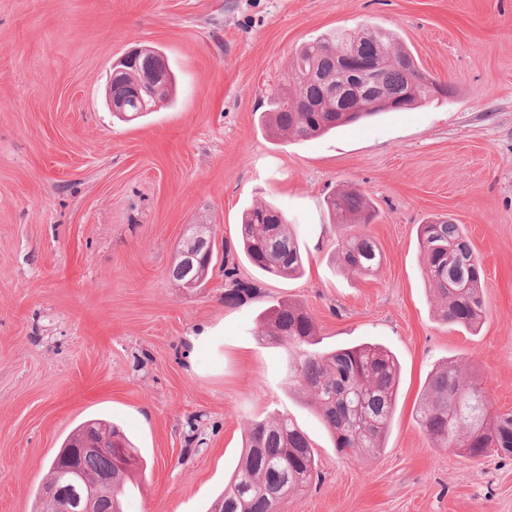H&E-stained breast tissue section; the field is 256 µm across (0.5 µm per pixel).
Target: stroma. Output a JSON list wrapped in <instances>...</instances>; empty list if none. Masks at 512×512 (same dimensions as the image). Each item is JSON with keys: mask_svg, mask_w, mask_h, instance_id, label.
<instances>
[{"mask_svg": "<svg viewBox=\"0 0 512 512\" xmlns=\"http://www.w3.org/2000/svg\"><path fill=\"white\" fill-rule=\"evenodd\" d=\"M342 30L394 34L447 98L300 140L267 127L297 48ZM163 52L174 100L139 123L109 112L112 65ZM361 190L369 225L337 224L328 196ZM259 203L294 224L301 275L261 276L224 301V261L201 287L170 275L191 225L236 243ZM464 225L484 271L477 330L442 323L420 224ZM367 233L362 277L336 253ZM306 306L326 347L378 343L401 378L381 454L337 455L290 390L286 350L259 314ZM468 365L492 413L512 412V0H0V512H36L48 465L91 419L113 421L146 462L124 512H211L248 420L290 417L318 476L281 512H512V456L431 445L416 422L429 373ZM336 249L342 265L363 276L373 273L382 261L378 245L365 233L344 236Z\"/></svg>", "mask_w": 512, "mask_h": 512, "instance_id": "35a3bbf8", "label": "stroma"}]
</instances>
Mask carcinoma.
Here are the masks:
<instances>
[{
	"label": "carcinoma",
	"mask_w": 512,
	"mask_h": 512,
	"mask_svg": "<svg viewBox=\"0 0 512 512\" xmlns=\"http://www.w3.org/2000/svg\"><path fill=\"white\" fill-rule=\"evenodd\" d=\"M351 50L372 63L369 94L380 103L371 104L353 92L339 100L332 97L331 91L343 81L336 61ZM138 75L132 70L112 82V97L126 98L128 86ZM288 81L298 84L301 93L294 100L272 96L270 123L303 139L385 110L426 102L438 94L448 95V86L434 80L408 50L396 45L392 36L371 31L342 32L305 43L296 53ZM166 100L164 93L156 100L146 98L143 104L130 103L120 116L125 122H134L142 117L143 109ZM327 207L340 224H369L376 217L357 190L329 197ZM240 233L246 260L261 274L291 278L303 271L300 245L277 208L261 205L249 209ZM204 236L198 275L203 282L214 259L212 231L204 230ZM418 243L427 281L443 300L440 320L466 328L480 326L485 316L483 270L463 225L446 219L421 224ZM337 254L342 265L363 276L373 273L382 261L378 245L365 233L343 237L337 244ZM224 278L228 282L224 302L228 304H239L258 294V287L240 280L236 267L229 266L227 260ZM259 320L260 341L287 346L288 385L309 395L336 453L345 459L358 452L380 454L396 405L401 375L397 357L372 343L334 349L321 345L313 316L299 304H273ZM416 419L434 447L449 448L459 457L477 460L492 451L512 454V415H492L479 382L462 365L430 373ZM245 430L242 459L214 512H279L281 501L305 487L317 473L316 453L302 430L284 415L272 420H249ZM87 436L95 437L102 445L112 444V455L85 456L81 474L73 479L79 486L92 489L104 512H123L128 478L144 468L138 449L118 426L93 419L83 423L64 443L56 458L64 457ZM105 472L110 473V480L101 483L99 475Z\"/></svg>",
	"instance_id": "cac0c4a2"
}]
</instances>
